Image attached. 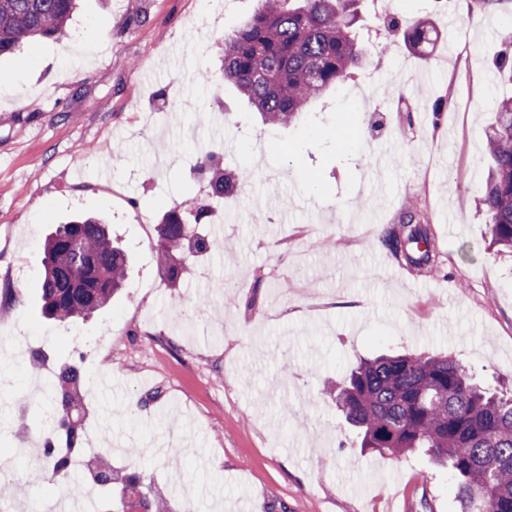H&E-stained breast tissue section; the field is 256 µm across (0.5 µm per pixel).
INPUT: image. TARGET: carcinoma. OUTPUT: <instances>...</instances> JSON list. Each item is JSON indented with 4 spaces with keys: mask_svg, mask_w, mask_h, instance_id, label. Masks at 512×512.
Listing matches in <instances>:
<instances>
[{
    "mask_svg": "<svg viewBox=\"0 0 512 512\" xmlns=\"http://www.w3.org/2000/svg\"><path fill=\"white\" fill-rule=\"evenodd\" d=\"M78 0H0V57L14 54L37 38L64 37ZM358 0H258L237 30L221 37L224 80L271 126L287 125L310 102L345 80L365 55L352 34ZM413 49H425L432 29L419 21L404 30ZM496 67L512 77V28L502 35ZM490 173L480 204L488 217L490 246L512 252V98L498 102L487 136ZM193 174L208 182L210 194L224 197L236 185L217 157L200 158ZM406 233H391L384 245L410 264L433 268L429 229L417 211L405 209ZM213 242L190 231L180 212L170 210L157 225L156 257L171 283L186 274L176 252L205 254ZM43 313L75 321L103 306L123 287L127 261L114 245L109 225L96 217L76 216L57 225L43 249ZM84 371L73 361L47 387L66 413L77 402ZM336 405L358 431L360 447L402 455L425 448L455 481L459 512H512V394L498 393L477 381L448 356L411 353L366 359L336 382ZM43 454L45 478L69 477L70 451L48 440Z\"/></svg>",
    "mask_w": 512,
    "mask_h": 512,
    "instance_id": "1",
    "label": "carcinoma"
}]
</instances>
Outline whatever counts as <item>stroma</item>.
Returning a JSON list of instances; mask_svg holds the SVG:
<instances>
[{"label":"stroma","mask_w":512,"mask_h":512,"mask_svg":"<svg viewBox=\"0 0 512 512\" xmlns=\"http://www.w3.org/2000/svg\"><path fill=\"white\" fill-rule=\"evenodd\" d=\"M257 0H83L64 40L0 59V512L75 492L31 476L20 439L50 432L48 376L87 379L84 441L122 451L146 487L197 489V512H458L422 453L360 448L328 390L361 360L444 352L512 389V255L478 200L486 136L512 81L494 62L512 0H360L365 66L298 121L269 127L222 78L219 35ZM430 20V52L379 13ZM219 154L243 182L224 232L171 285L156 226L213 200L191 171ZM415 200L438 263L383 245ZM76 214L107 219L125 288L74 322L45 318L43 242Z\"/></svg>","instance_id":"stroma-1"}]
</instances>
